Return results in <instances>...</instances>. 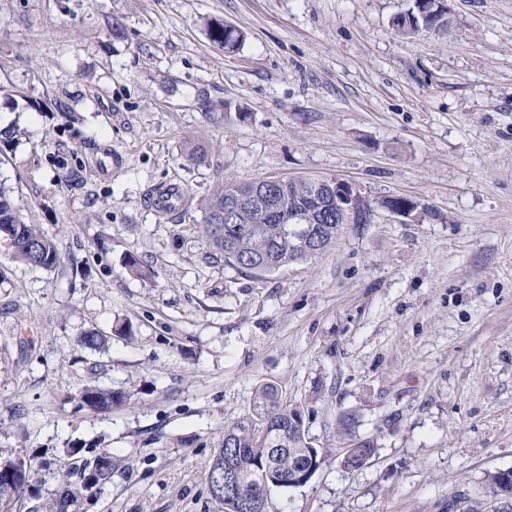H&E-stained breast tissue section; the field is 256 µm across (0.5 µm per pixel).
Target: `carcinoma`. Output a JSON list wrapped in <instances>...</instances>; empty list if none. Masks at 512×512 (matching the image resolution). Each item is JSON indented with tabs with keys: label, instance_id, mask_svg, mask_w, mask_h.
Instances as JSON below:
<instances>
[{
	"label": "carcinoma",
	"instance_id": "obj_1",
	"mask_svg": "<svg viewBox=\"0 0 512 512\" xmlns=\"http://www.w3.org/2000/svg\"><path fill=\"white\" fill-rule=\"evenodd\" d=\"M441 0H413V6L405 13L396 16L393 26L402 36H410L424 31L441 37L448 33L450 21L448 8L440 5ZM211 40L226 52L237 50L244 35L236 28L229 30L222 23L211 26ZM267 183L258 179L234 185H217L200 204L201 223L206 237L224 264L236 268L247 276L260 277L281 268V263L291 260L303 262L313 256L305 248L303 240L286 232L287 225L295 222L299 214L312 209L311 197L315 188L311 184H298L283 180L278 183L284 202V209L271 224H250L249 216L240 219L251 229L224 236V225L215 219L224 217V210L240 194H248L257 186ZM320 226L325 240L324 249H329L336 241L339 225L336 214L321 213ZM0 240H6L13 249L15 259L31 268L50 271L59 263V256L53 240L37 225L27 224L18 214L7 192L0 187ZM80 399L95 410L107 409L120 400L110 389L91 386L84 389ZM309 448L308 430L304 411L296 404L282 399L278 388L273 384L260 386L254 395L252 415L239 419L224 428V439L216 448L207 464L208 485L219 512H231V504L224 496L216 494V486L224 483V461L233 460L242 467L244 481L253 478L254 472L268 470L266 480L273 488L288 487V469L293 466L292 457L284 454L275 465L266 467L272 448ZM115 467L111 455L104 453L80 461L77 469L81 475L80 484L65 488L64 494L52 497L41 505L44 512H69L79 499L92 497L112 481ZM28 472L33 477L37 469L21 453L0 455V469Z\"/></svg>",
	"mask_w": 512,
	"mask_h": 512
}]
</instances>
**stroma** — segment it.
Segmentation results:
<instances>
[{
  "mask_svg": "<svg viewBox=\"0 0 512 512\" xmlns=\"http://www.w3.org/2000/svg\"><path fill=\"white\" fill-rule=\"evenodd\" d=\"M411 4L0 0V181L60 255L31 271L0 241V450L41 464L37 501L78 481L77 448L117 462L79 512H217L206 462L272 383L325 461L270 512H504L487 477L512 468V0H448L441 38L395 33ZM271 177L347 182L371 220L240 274L197 201ZM171 183L185 203L152 210ZM94 385L122 401L88 408ZM364 443L371 461L341 466ZM211 40L224 48L225 52H234L244 40V35L235 27L231 26L229 32L224 28L223 23H214L211 26Z\"/></svg>",
  "mask_w": 512,
  "mask_h": 512,
  "instance_id": "stroma-1",
  "label": "stroma"
}]
</instances>
